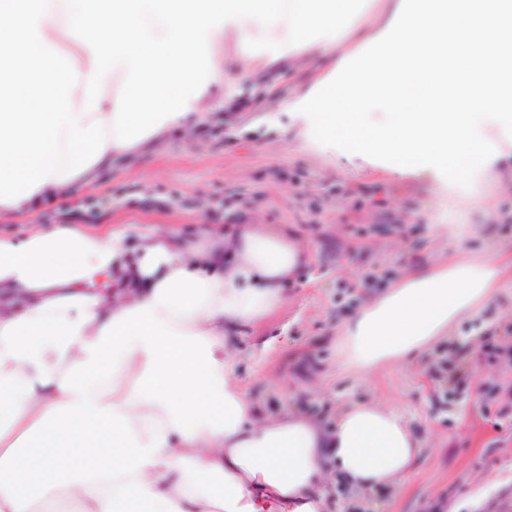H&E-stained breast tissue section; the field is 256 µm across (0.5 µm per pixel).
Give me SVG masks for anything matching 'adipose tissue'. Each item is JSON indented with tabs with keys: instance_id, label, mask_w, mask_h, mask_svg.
Wrapping results in <instances>:
<instances>
[{
	"instance_id": "1",
	"label": "adipose tissue",
	"mask_w": 512,
	"mask_h": 512,
	"mask_svg": "<svg viewBox=\"0 0 512 512\" xmlns=\"http://www.w3.org/2000/svg\"><path fill=\"white\" fill-rule=\"evenodd\" d=\"M353 0H0V216L34 214L114 157L207 122L257 40L324 53ZM237 54L225 60L224 43ZM0 234V512H329V473L402 484L421 446L378 401L323 429L262 416L234 344L282 308L310 251L285 224ZM494 259L425 268L336 338L367 374L446 336Z\"/></svg>"
}]
</instances>
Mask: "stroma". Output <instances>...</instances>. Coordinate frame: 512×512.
I'll return each mask as SVG.
<instances>
[{
  "label": "stroma",
  "instance_id": "obj_1",
  "mask_svg": "<svg viewBox=\"0 0 512 512\" xmlns=\"http://www.w3.org/2000/svg\"><path fill=\"white\" fill-rule=\"evenodd\" d=\"M394 0H358L352 31L326 55L297 44L257 43L259 66L229 70L214 95L224 107L192 136L173 133L113 158L34 215L0 219V232L78 213L90 227L165 224L192 236L202 224L248 218L290 224L310 248L288 301L238 340L236 376L263 415L303 411L330 427L346 402L383 400L422 443L417 469L400 487L351 491L327 486L337 512H512V371L489 359L512 313V136L488 120L496 152L465 189L422 167H403L317 142L300 106L363 52L355 33L375 22L384 36ZM450 225L451 238L431 227ZM495 255L493 295L452 324L446 338L370 375L337 366L341 325L415 265L442 266Z\"/></svg>",
  "mask_w": 512,
  "mask_h": 512
}]
</instances>
